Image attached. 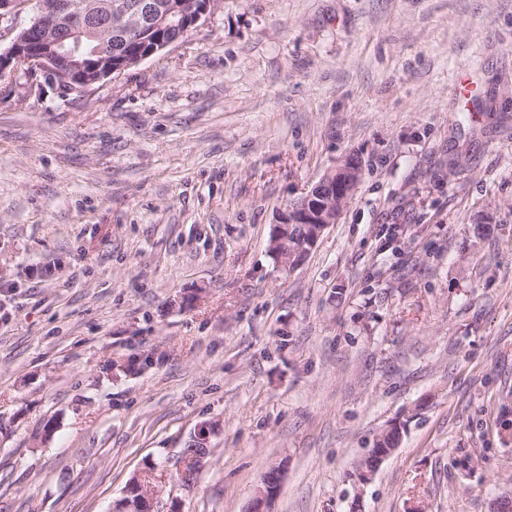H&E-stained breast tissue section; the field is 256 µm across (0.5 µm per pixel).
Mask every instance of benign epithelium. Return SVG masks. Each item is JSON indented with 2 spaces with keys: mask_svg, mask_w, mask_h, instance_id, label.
<instances>
[{
  "mask_svg": "<svg viewBox=\"0 0 512 512\" xmlns=\"http://www.w3.org/2000/svg\"><path fill=\"white\" fill-rule=\"evenodd\" d=\"M214 0H192L188 12L174 7L156 11L154 0H0V22L13 19L28 6H33L35 17L20 28L10 46L0 50V75L6 70L16 71L20 63H32L35 71L46 75L68 96H85L93 86L124 69L126 62L112 63V52L92 45L108 33L112 10L119 8L150 25L185 27L190 31L208 14ZM359 180V170L341 167L318 182L310 193L299 198V204L279 211L273 228L283 224L313 226V240L317 241L325 229L338 221L341 206ZM211 428L204 426L193 436L198 452L190 459L177 461L176 470L184 484L190 483L191 471L200 467L210 453ZM276 493L269 480H262L251 512H269ZM156 494L149 491L138 500V510H130L124 499L118 501L113 512H154Z\"/></svg>",
  "mask_w": 512,
  "mask_h": 512,
  "instance_id": "7a95c632",
  "label": "benign epithelium"
}]
</instances>
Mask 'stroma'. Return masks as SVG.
Listing matches in <instances>:
<instances>
[{"label":"stroma","instance_id":"stroma-1","mask_svg":"<svg viewBox=\"0 0 512 512\" xmlns=\"http://www.w3.org/2000/svg\"><path fill=\"white\" fill-rule=\"evenodd\" d=\"M351 159L282 270L278 210ZM150 465L155 512H249L273 466L272 512L512 493V0H218L83 98L0 75V512H112ZM211 434V428L209 426L201 427L197 433L193 436L194 441L197 444L198 452L195 457L190 459L180 458L177 461L176 470L182 483L188 485L190 481L191 472H195L196 468H199L203 460L210 453L209 438ZM191 468V470H190ZM404 428H388L383 431L378 439L373 444V447L370 448L366 455L371 453L374 448H382L380 457L385 460L392 455V453L396 450L401 442V433H403Z\"/></svg>","mask_w":512,"mask_h":512}]
</instances>
